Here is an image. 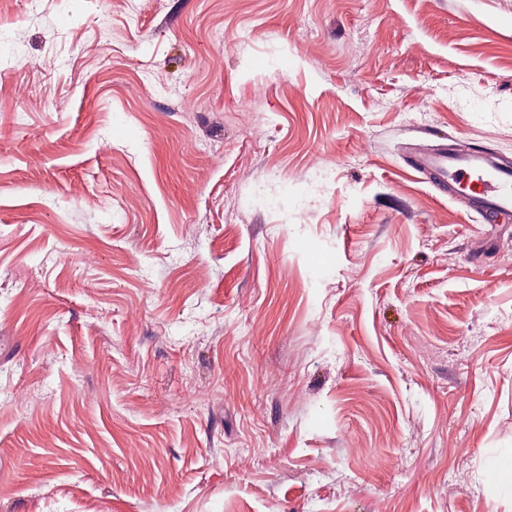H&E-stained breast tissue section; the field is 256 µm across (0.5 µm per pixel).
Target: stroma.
<instances>
[{"mask_svg": "<svg viewBox=\"0 0 512 512\" xmlns=\"http://www.w3.org/2000/svg\"><path fill=\"white\" fill-rule=\"evenodd\" d=\"M442 144L512 161V0H0V512H512Z\"/></svg>", "mask_w": 512, "mask_h": 512, "instance_id": "stroma-1", "label": "stroma"}]
</instances>
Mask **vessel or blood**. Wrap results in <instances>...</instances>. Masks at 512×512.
Instances as JSON below:
<instances>
[{
    "instance_id": "1",
    "label": "vessel or blood",
    "mask_w": 512,
    "mask_h": 512,
    "mask_svg": "<svg viewBox=\"0 0 512 512\" xmlns=\"http://www.w3.org/2000/svg\"><path fill=\"white\" fill-rule=\"evenodd\" d=\"M416 169L434 186L452 187L477 210L512 213V167L488 163L483 156L447 145L419 158Z\"/></svg>"
}]
</instances>
